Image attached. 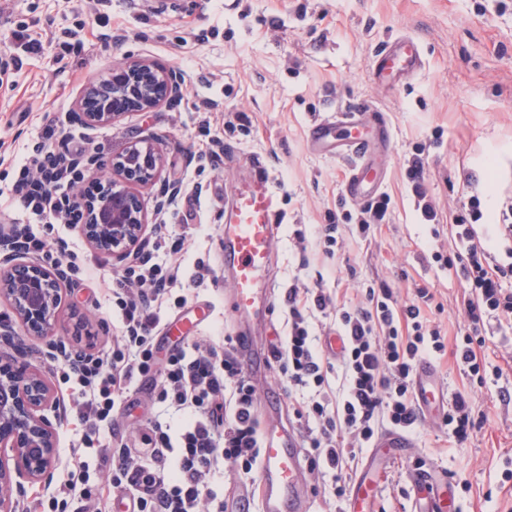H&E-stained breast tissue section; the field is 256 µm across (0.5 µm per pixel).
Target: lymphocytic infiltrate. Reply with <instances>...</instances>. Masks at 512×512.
Segmentation results:
<instances>
[{"instance_id":"lymphocytic-infiltrate-1","label":"lymphocytic infiltrate","mask_w":512,"mask_h":512,"mask_svg":"<svg viewBox=\"0 0 512 512\" xmlns=\"http://www.w3.org/2000/svg\"><path fill=\"white\" fill-rule=\"evenodd\" d=\"M483 217L478 197L462 204L453 219L458 248L442 259L470 290L464 300L468 330L456 341L424 317L422 305L433 298L426 288L417 289L414 301L400 304L389 288L370 284L366 306L352 310L336 307L323 289L289 286L283 301L288 336L273 358L289 391L300 395L293 415L310 471L342 469L369 447L380 423L413 428L418 420L413 378L425 358L450 351L469 376H479L485 318L512 315V290L502 285L506 267L474 229ZM138 281L137 296L119 301L124 330L111 350L66 358L63 375L80 388V417L94 423L118 414L133 381L145 377L152 381L154 401L185 420L176 430L154 422L146 447L114 449L102 484L95 488L79 487L84 465L80 454H72L68 478L56 486L49 508L57 512L59 505L72 504L76 512H102L109 487L131 493L133 512H226L227 503H215L206 486L222 470L240 480L253 479L261 455L257 389L231 336L220 349L178 346L158 358L152 333L159 319L153 306L176 278L156 266ZM330 309L344 338L343 395L337 401L326 389L333 366L317 352L310 324L314 313Z\"/></svg>"}]
</instances>
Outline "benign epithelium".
<instances>
[{
    "instance_id": "obj_1",
    "label": "benign epithelium",
    "mask_w": 512,
    "mask_h": 512,
    "mask_svg": "<svg viewBox=\"0 0 512 512\" xmlns=\"http://www.w3.org/2000/svg\"><path fill=\"white\" fill-rule=\"evenodd\" d=\"M183 96L184 80L177 69L152 60L126 61L112 65L109 77L84 86L74 118L90 129L110 126L128 112H151ZM162 167L155 148L137 139L112 158L110 176L93 156L69 161L66 170L77 182H84L87 173L107 181L93 195L79 191L81 208L70 215L95 253L119 263L141 254L152 227L139 188L153 190L158 214L180 191L177 183L161 177ZM22 241L20 229L6 232L0 226L1 249L19 253ZM70 274L62 261L49 267L21 261L0 274V297L11 302L29 335L51 337ZM54 402L52 388L37 370L0 359V512H17L13 489L25 481L49 480L57 466L56 431L43 414Z\"/></svg>"
}]
</instances>
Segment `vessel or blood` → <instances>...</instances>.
Listing matches in <instances>:
<instances>
[{
    "instance_id": "obj_1",
    "label": "vessel or blood",
    "mask_w": 512,
    "mask_h": 512,
    "mask_svg": "<svg viewBox=\"0 0 512 512\" xmlns=\"http://www.w3.org/2000/svg\"><path fill=\"white\" fill-rule=\"evenodd\" d=\"M422 63L421 49L414 39H397L381 54L376 75L390 80L416 71ZM309 141L317 152L351 158L344 185L349 197L369 201L377 196V186L367 177L366 155L372 144L389 145L386 125H378L377 134L372 137L359 113L336 112L311 126ZM254 167L257 182L250 188L235 191L231 221L224 227V266L232 278L227 308L243 322L257 315L273 292L267 272L275 246V228L282 221L279 199L269 183L265 162L255 160ZM238 352L251 380L264 381L271 356L259 348L255 337H240ZM415 390L419 406L425 412L432 410L436 402L448 399L447 392L435 379L434 368L427 363L421 364L417 371ZM413 484L424 491L418 512H452L454 492L447 478L430 483L419 473ZM377 493L374 483L359 478L351 491L352 512H367ZM308 494L299 433L283 422L265 425L256 489L243 491L242 499L259 496V512H309Z\"/></svg>"
}]
</instances>
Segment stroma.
I'll return each mask as SVG.
<instances>
[{"instance_id": "stroma-1", "label": "stroma", "mask_w": 512, "mask_h": 512, "mask_svg": "<svg viewBox=\"0 0 512 512\" xmlns=\"http://www.w3.org/2000/svg\"><path fill=\"white\" fill-rule=\"evenodd\" d=\"M400 36L419 40L421 68L399 81L377 79L380 51ZM1 54L10 65L0 71V225L52 230L73 254L76 270L56 331L67 349L111 348L122 315L110 286L129 266L96 255L75 226L47 228L18 204L21 166L50 123L68 137L62 153L92 154L106 167L130 141L146 140L163 158V177L180 186L150 235L160 243L154 260L178 276L157 309L160 352L172 348L177 331L185 342L219 349L236 334L225 306L232 284L220 261L221 229L232 190L251 178L257 158L284 216L269 272L276 299L296 283L356 308L366 304L367 283L387 284L402 303L425 287L433 295L426 309L432 323L452 336L467 331L465 283L434 255L454 250L453 217L469 196L494 212L512 203V0H0ZM135 58L179 70L180 103L130 112L105 128L70 121L85 84ZM355 108L390 129L389 150L371 166L391 202L384 223L367 236L342 227L329 254L323 225L365 204L344 191L349 158L315 152L308 131L329 113ZM417 152L427 199L440 216L436 227L421 222L407 179ZM298 227L304 239H296ZM485 331L481 356L502 368L499 379L472 380L450 354L432 362L449 394L470 396L482 428L459 444L441 416L420 418L408 432L412 447L380 474L375 512H412L410 475L420 470L447 473L458 512H504L512 503V481L502 480L512 458V401L504 399L512 394V321L490 320ZM19 342L57 397L46 411L57 435L56 477L14 492L26 512L54 490L72 444L92 424L77 416L79 391L65 382L63 358L46 340L15 329L0 335V357L13 359ZM151 397L150 382L132 384L111 430L84 451L90 472L113 448L146 436L160 411Z\"/></svg>"}]
</instances>
